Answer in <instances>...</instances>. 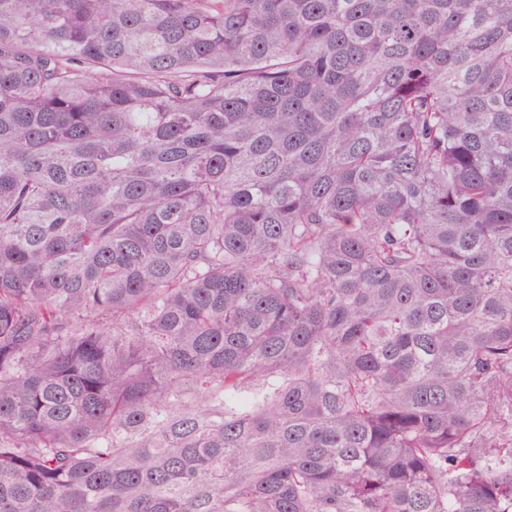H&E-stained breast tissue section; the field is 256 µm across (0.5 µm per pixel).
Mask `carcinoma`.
<instances>
[{"label": "carcinoma", "instance_id": "carcinoma-1", "mask_svg": "<svg viewBox=\"0 0 512 512\" xmlns=\"http://www.w3.org/2000/svg\"><path fill=\"white\" fill-rule=\"evenodd\" d=\"M0 512H512V0H0Z\"/></svg>", "mask_w": 512, "mask_h": 512}]
</instances>
